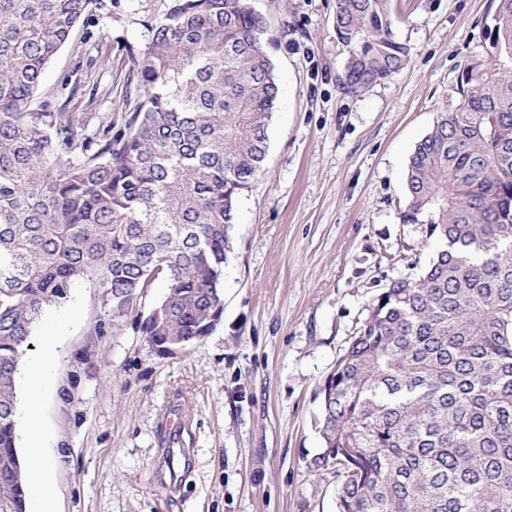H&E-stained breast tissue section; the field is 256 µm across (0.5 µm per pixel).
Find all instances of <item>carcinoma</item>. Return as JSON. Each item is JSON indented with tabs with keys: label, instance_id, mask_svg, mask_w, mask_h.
<instances>
[{
	"label": "carcinoma",
	"instance_id": "obj_1",
	"mask_svg": "<svg viewBox=\"0 0 512 512\" xmlns=\"http://www.w3.org/2000/svg\"><path fill=\"white\" fill-rule=\"evenodd\" d=\"M407 166L402 220L432 247L391 281L320 386L310 472L337 512H512V0ZM99 0H0V512H27L16 378L46 309L91 281L113 313L160 279L150 343L214 326L240 196L279 95L250 0H174L139 65L126 131L36 112L43 70ZM343 89L400 70L391 0H336Z\"/></svg>",
	"mask_w": 512,
	"mask_h": 512
}]
</instances>
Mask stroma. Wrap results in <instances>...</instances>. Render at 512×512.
<instances>
[{"instance_id": "1", "label": "stroma", "mask_w": 512, "mask_h": 512, "mask_svg": "<svg viewBox=\"0 0 512 512\" xmlns=\"http://www.w3.org/2000/svg\"><path fill=\"white\" fill-rule=\"evenodd\" d=\"M170 3L101 0L45 70L35 110L123 129ZM252 4L281 94L266 165L239 199L223 319L159 352L143 325L160 281L120 315L86 284L43 314L24 357L50 331L56 347L38 386L18 374V451L34 437L51 461L53 512H336L335 476L307 470L322 446L316 393L374 296L409 273L398 256L423 237L401 219L409 157L482 55L490 0H394L406 64L356 94L339 82L336 0Z\"/></svg>"}]
</instances>
